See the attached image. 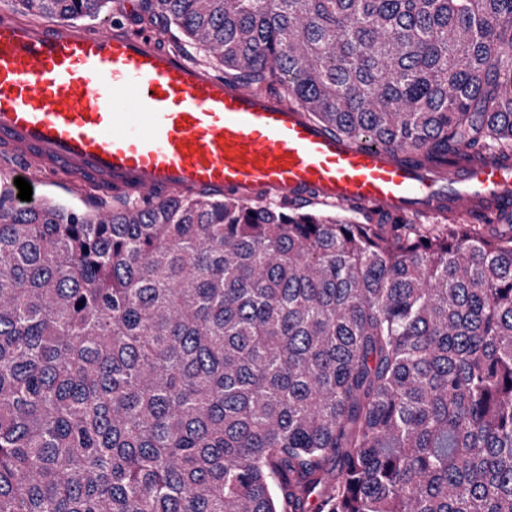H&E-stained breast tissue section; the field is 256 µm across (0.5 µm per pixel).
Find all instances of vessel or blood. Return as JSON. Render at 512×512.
I'll use <instances>...</instances> for the list:
<instances>
[{
    "instance_id": "1",
    "label": "vessel or blood",
    "mask_w": 512,
    "mask_h": 512,
    "mask_svg": "<svg viewBox=\"0 0 512 512\" xmlns=\"http://www.w3.org/2000/svg\"><path fill=\"white\" fill-rule=\"evenodd\" d=\"M0 149L28 177L154 199L177 191L459 217L512 210V167L450 156L442 176L353 145L282 97L231 84L155 32L108 22L90 33L0 12Z\"/></svg>"
}]
</instances>
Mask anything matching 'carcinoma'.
<instances>
[{
	"label": "carcinoma",
	"mask_w": 512,
	"mask_h": 512,
	"mask_svg": "<svg viewBox=\"0 0 512 512\" xmlns=\"http://www.w3.org/2000/svg\"><path fill=\"white\" fill-rule=\"evenodd\" d=\"M159 16L352 143L435 172L461 147L512 162V0ZM0 512H512V223L205 192L89 218L4 189Z\"/></svg>",
	"instance_id": "carcinoma-1"
}]
</instances>
